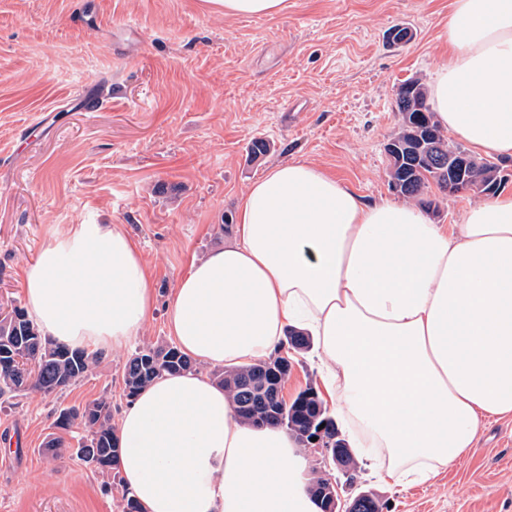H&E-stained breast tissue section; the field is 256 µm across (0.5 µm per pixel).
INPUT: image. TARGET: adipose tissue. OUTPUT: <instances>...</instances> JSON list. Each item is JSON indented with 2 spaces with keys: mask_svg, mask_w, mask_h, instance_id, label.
Returning a JSON list of instances; mask_svg holds the SVG:
<instances>
[{
  "mask_svg": "<svg viewBox=\"0 0 512 512\" xmlns=\"http://www.w3.org/2000/svg\"><path fill=\"white\" fill-rule=\"evenodd\" d=\"M429 100L441 128L512 157V0H453ZM25 269L28 315L90 353L138 336L155 307L121 225L48 228ZM167 328L200 370L156 378L123 410L119 471L142 512H320L296 434L240 420L203 366L242 368L288 330L315 339L325 400L384 485L434 479L512 416V193L459 223L369 201L293 160L253 181L231 241L192 264Z\"/></svg>",
  "mask_w": 512,
  "mask_h": 512,
  "instance_id": "obj_1",
  "label": "adipose tissue"
}]
</instances>
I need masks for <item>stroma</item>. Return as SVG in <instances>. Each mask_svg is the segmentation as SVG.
I'll return each instance as SVG.
<instances>
[{
  "instance_id": "stroma-1",
  "label": "stroma",
  "mask_w": 512,
  "mask_h": 512,
  "mask_svg": "<svg viewBox=\"0 0 512 512\" xmlns=\"http://www.w3.org/2000/svg\"><path fill=\"white\" fill-rule=\"evenodd\" d=\"M452 2L288 0L278 15L231 17L213 0H0V308L24 306L23 270L50 224L121 225L156 292L141 333L85 377L0 400V512H121L120 483L72 456L56 410L108 395L120 416L126 360L171 343L178 280L232 238L240 197L271 166L305 160L365 198L397 200L384 147L398 88L429 83L447 57ZM89 82L110 98L97 112L72 100ZM255 139L271 149L254 160ZM477 201L434 186L417 199L441 224ZM313 355L289 351L285 400L320 388ZM306 454L341 498L376 493L382 512H512V417L481 424L470 456L408 488Z\"/></svg>"
}]
</instances>
